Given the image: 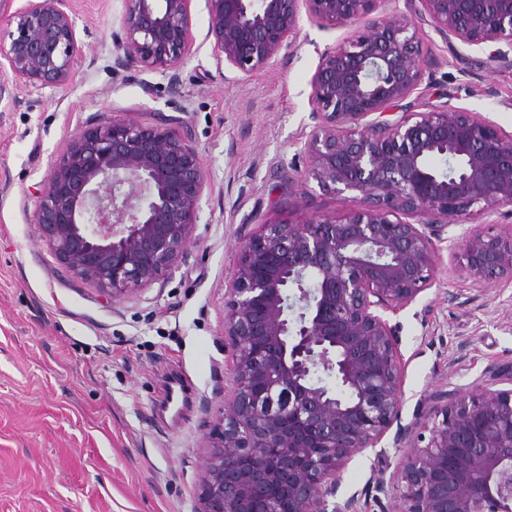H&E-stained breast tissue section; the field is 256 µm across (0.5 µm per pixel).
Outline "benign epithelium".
<instances>
[{"mask_svg": "<svg viewBox=\"0 0 512 512\" xmlns=\"http://www.w3.org/2000/svg\"><path fill=\"white\" fill-rule=\"evenodd\" d=\"M62 2L28 0L0 48L16 80H69L78 42ZM126 2L116 51L144 68H178L194 45L192 0ZM387 2L207 0V38L243 74L295 45L303 9L353 28L312 77L314 125L302 146L310 165L298 181L343 199L356 193L362 205L340 220L264 224L242 242L224 312L235 387L208 436L196 512H355V500L330 509L328 497L344 462L377 447L400 417L386 313L431 284L434 240L460 247L478 280L512 278V226L449 234L473 216L512 209V135L453 108L380 118L423 76L411 22L387 12L365 21ZM420 2L447 39L512 47V0ZM436 157L448 168L435 169ZM207 184L195 148L128 113L74 136L37 197L34 224L71 275L115 302L171 274ZM320 371L337 388L315 377ZM405 457L400 512H512V374L449 395L427 445ZM272 485L285 493L269 497Z\"/></svg>", "mask_w": 512, "mask_h": 512, "instance_id": "1", "label": "benign epithelium"}]
</instances>
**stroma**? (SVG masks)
<instances>
[{
	"instance_id": "stroma-1",
	"label": "stroma",
	"mask_w": 512,
	"mask_h": 512,
	"mask_svg": "<svg viewBox=\"0 0 512 512\" xmlns=\"http://www.w3.org/2000/svg\"><path fill=\"white\" fill-rule=\"evenodd\" d=\"M66 6L80 52L64 86L0 68V512H196L205 437L234 389L224 282L241 242L360 205L296 181L312 76L350 29L301 16L296 44L245 75L217 59L207 0H192L194 46L172 76L119 63L125 0ZM387 10L415 21L424 53L420 85L389 120L450 106L511 135L512 51L493 60L445 39L420 21V0ZM128 112L187 137L209 184L172 274L115 302L64 269L31 216L76 133ZM435 248L431 284L387 316L404 400L391 433L341 470L335 499L356 498V512H400L395 445H427L436 394L512 370V279L474 280L460 251Z\"/></svg>"
}]
</instances>
